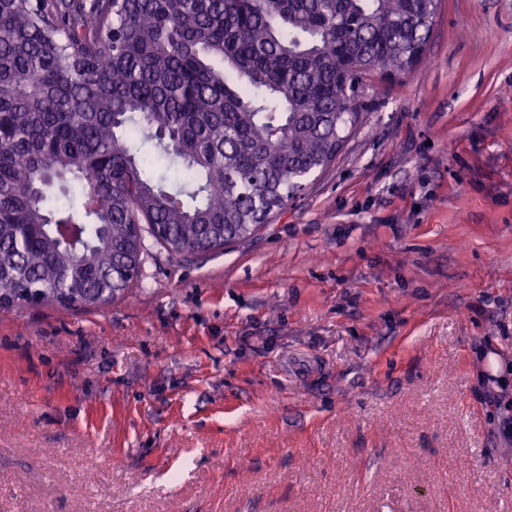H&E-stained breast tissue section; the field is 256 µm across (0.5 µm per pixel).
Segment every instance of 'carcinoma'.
<instances>
[{
    "label": "carcinoma",
    "mask_w": 512,
    "mask_h": 512,
    "mask_svg": "<svg viewBox=\"0 0 512 512\" xmlns=\"http://www.w3.org/2000/svg\"><path fill=\"white\" fill-rule=\"evenodd\" d=\"M437 0H0V308L105 305L141 225L175 255L253 234L404 71ZM179 180L146 170L144 147ZM58 188L65 202L47 206Z\"/></svg>",
    "instance_id": "1"
}]
</instances>
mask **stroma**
Listing matches in <instances>:
<instances>
[{
	"mask_svg": "<svg viewBox=\"0 0 512 512\" xmlns=\"http://www.w3.org/2000/svg\"><path fill=\"white\" fill-rule=\"evenodd\" d=\"M359 95L250 238L0 309V512H512V0Z\"/></svg>",
	"mask_w": 512,
	"mask_h": 512,
	"instance_id": "1",
	"label": "stroma"
}]
</instances>
